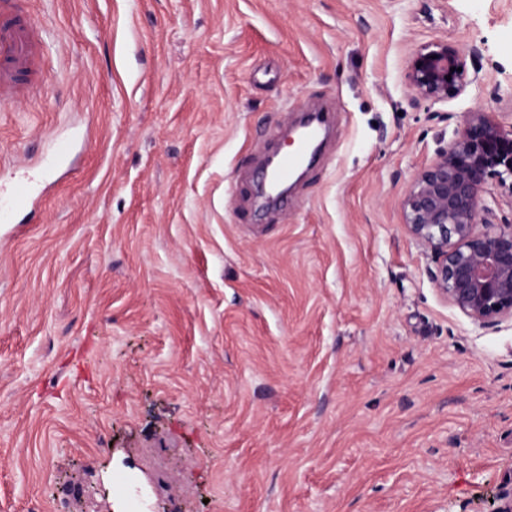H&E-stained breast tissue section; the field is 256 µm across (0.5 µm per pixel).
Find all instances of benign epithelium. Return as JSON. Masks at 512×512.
Masks as SVG:
<instances>
[{
  "label": "benign epithelium",
  "mask_w": 512,
  "mask_h": 512,
  "mask_svg": "<svg viewBox=\"0 0 512 512\" xmlns=\"http://www.w3.org/2000/svg\"><path fill=\"white\" fill-rule=\"evenodd\" d=\"M474 82L463 50L443 40L421 46L407 66L415 100L446 101ZM490 177L512 190V125L471 110L401 203L407 232L431 256L428 273L438 292L480 325L512 319V224L497 228L488 219Z\"/></svg>",
  "instance_id": "1"
}]
</instances>
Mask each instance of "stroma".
<instances>
[{"instance_id": "stroma-1", "label": "stroma", "mask_w": 512, "mask_h": 512, "mask_svg": "<svg viewBox=\"0 0 512 512\" xmlns=\"http://www.w3.org/2000/svg\"><path fill=\"white\" fill-rule=\"evenodd\" d=\"M19 5L47 49L0 106V185L47 189L0 223V512H492L512 321L441 297L401 201L463 113L512 124V0ZM435 39L476 81L412 100ZM316 105L321 162L258 212Z\"/></svg>"}]
</instances>
